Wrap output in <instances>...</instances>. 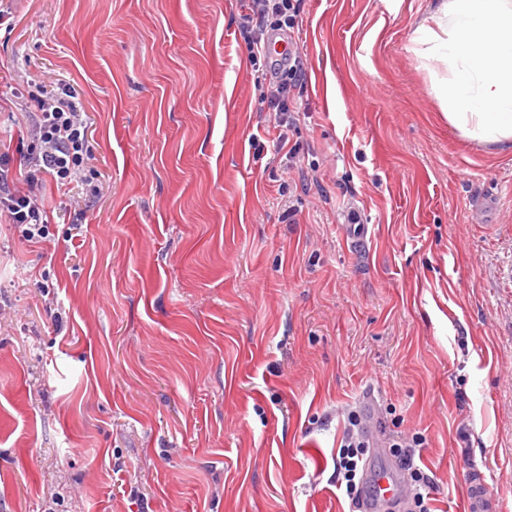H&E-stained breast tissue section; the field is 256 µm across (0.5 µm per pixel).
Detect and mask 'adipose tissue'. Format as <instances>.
Segmentation results:
<instances>
[{
	"label": "adipose tissue",
	"instance_id": "ef3b65f1",
	"mask_svg": "<svg viewBox=\"0 0 512 512\" xmlns=\"http://www.w3.org/2000/svg\"><path fill=\"white\" fill-rule=\"evenodd\" d=\"M410 44L449 129L512 152V0H435Z\"/></svg>",
	"mask_w": 512,
	"mask_h": 512
}]
</instances>
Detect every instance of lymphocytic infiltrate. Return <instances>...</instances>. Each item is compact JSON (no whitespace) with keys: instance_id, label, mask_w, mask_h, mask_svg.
<instances>
[{"instance_id":"1","label":"lymphocytic infiltrate","mask_w":512,"mask_h":512,"mask_svg":"<svg viewBox=\"0 0 512 512\" xmlns=\"http://www.w3.org/2000/svg\"><path fill=\"white\" fill-rule=\"evenodd\" d=\"M244 17L241 30L251 61V77L255 84L267 88V100L272 111L288 114L296 109L295 88L302 83L305 66L302 56L289 58L272 74L260 67L265 40L259 28L270 25L272 30L295 28L299 15V0H239ZM72 85L58 82L50 92L35 97L34 112L26 134L33 144L28 164L34 172L54 181L58 190H68L84 168L88 157L87 120L74 101ZM0 167V211L10 223L23 227L24 239L32 244L43 242L49 234L50 217L39 203L34 189L9 187ZM348 427L344 443L336 459V487L355 501L364 490L365 467L370 462L373 443L364 431L359 411L347 412ZM426 436L420 433L397 435L388 439L386 453L404 472L414 491L411 512H431L433 476L415 463L417 449L425 447Z\"/></svg>"}]
</instances>
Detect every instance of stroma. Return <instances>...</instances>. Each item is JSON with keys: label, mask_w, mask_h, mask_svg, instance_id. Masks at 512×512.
Here are the masks:
<instances>
[{"label": "stroma", "mask_w": 512, "mask_h": 512, "mask_svg": "<svg viewBox=\"0 0 512 512\" xmlns=\"http://www.w3.org/2000/svg\"><path fill=\"white\" fill-rule=\"evenodd\" d=\"M432 2L300 0V152L258 159L238 0H0L9 185L41 72L90 154L39 181L46 241L0 223V512H349L368 404L426 436L434 512H512V153L442 118ZM374 409H368L369 418L366 422V431L374 442L371 418L374 417ZM362 415L359 411L350 409L347 411L348 427L344 436V444L341 446L339 456L336 457V487L347 497L350 508L364 492L363 473L373 452V442L370 441L364 431Z\"/></svg>", "instance_id": "1"}]
</instances>
